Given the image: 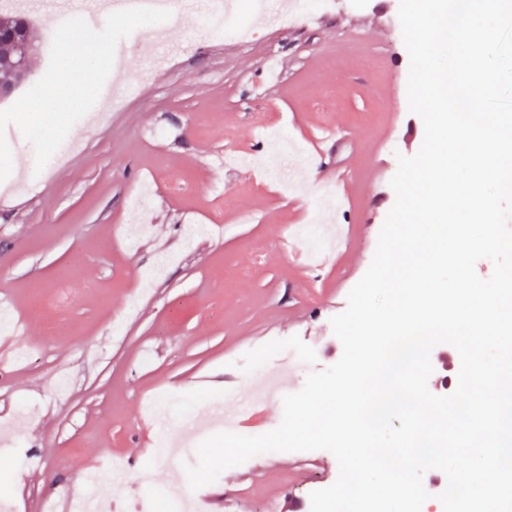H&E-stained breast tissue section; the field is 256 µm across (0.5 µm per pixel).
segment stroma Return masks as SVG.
Returning <instances> with one entry per match:
<instances>
[{
    "label": "stroma",
    "mask_w": 512,
    "mask_h": 512,
    "mask_svg": "<svg viewBox=\"0 0 512 512\" xmlns=\"http://www.w3.org/2000/svg\"><path fill=\"white\" fill-rule=\"evenodd\" d=\"M399 6L309 4L291 28L256 18L254 35L235 42L214 39L194 14L177 34L191 51L160 72L149 38L130 40L141 95L97 125L76 123L66 154L26 190L0 181V309L27 331L0 362L9 512L83 493L88 471L116 459L126 468L118 512L173 487L189 490L198 512H310L309 492L336 481L328 451L270 452L193 492L184 469L162 467L141 442L158 431L151 405L167 407L177 433L214 416L225 392L254 397L260 380L285 371L294 393L340 359L330 320L373 260L398 155L424 139L408 106ZM270 58L279 72L268 82ZM258 112L305 158H283L291 186L259 166L262 190L244 192L226 161L263 153ZM333 193L340 248L328 266L303 265L278 243ZM189 224L214 230L185 251ZM163 251L176 261L144 282ZM431 362L430 391L451 394L456 349L436 346Z\"/></svg>",
    "instance_id": "35a3bbf8"
}]
</instances>
